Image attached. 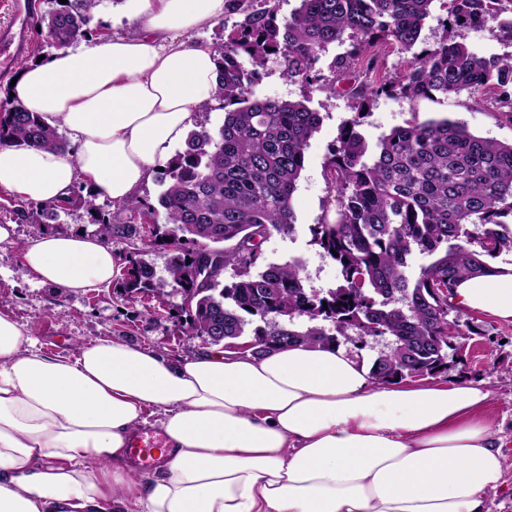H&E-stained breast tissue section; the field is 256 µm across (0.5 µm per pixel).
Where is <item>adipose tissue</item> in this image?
Listing matches in <instances>:
<instances>
[{
  "instance_id": "adipose-tissue-1",
  "label": "adipose tissue",
  "mask_w": 512,
  "mask_h": 512,
  "mask_svg": "<svg viewBox=\"0 0 512 512\" xmlns=\"http://www.w3.org/2000/svg\"><path fill=\"white\" fill-rule=\"evenodd\" d=\"M232 0H123L132 33L62 49L17 75L15 101L76 152L0 146V189L53 202L76 182L123 203L213 101L217 63L193 34ZM39 282L78 291L116 272L100 236L25 245ZM454 301L512 321V264ZM490 394L463 380L379 385L345 349L292 345L173 359L116 340L76 358L0 313V512H487L502 480ZM161 411L169 448L135 475L130 439Z\"/></svg>"
}]
</instances>
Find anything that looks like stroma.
<instances>
[{
    "label": "stroma",
    "mask_w": 512,
    "mask_h": 512,
    "mask_svg": "<svg viewBox=\"0 0 512 512\" xmlns=\"http://www.w3.org/2000/svg\"><path fill=\"white\" fill-rule=\"evenodd\" d=\"M121 0H103L87 25L83 45L97 42L101 33L124 35L134 24L119 9ZM254 97L306 101L322 117L319 130L305 151L304 168L293 196L295 230L292 234H273L262 246L261 263L299 261L306 287L328 290L335 287L339 268L313 243L310 228L325 214L334 213L337 196L323 178V168L341 126L351 118V99L332 95L302 82L284 79L277 64L264 68L252 87ZM439 120L448 118L467 126L478 136L501 143H512V121L502 117L489 101L471 98L468 93L435 96L409 101L398 95H383L370 103L360 133L369 145L391 129L405 125L411 118ZM22 198L0 190V225L15 227L14 244L0 243V312L10 314L26 335L35 338L47 352L76 357L79 342L97 339L120 340L153 349L178 358L207 349V342L188 334L182 297L168 284L167 265L172 250L165 242L147 248L143 257L163 281L161 294H124L120 282L83 292L59 291L39 284L18 250L40 235L68 234L77 230L95 232L86 211L70 210L58 220H23L16 211ZM465 332L463 355L449 353L445 369L436 381L457 379L482 383L490 393L489 413L500 432L503 457L502 483L487 495L489 512H512V322H503L453 305L448 314Z\"/></svg>",
    "instance_id": "obj_1"
}]
</instances>
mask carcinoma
Returning a JSON list of instances; mask_svg holds the SVG:
<instances>
[{
    "mask_svg": "<svg viewBox=\"0 0 512 512\" xmlns=\"http://www.w3.org/2000/svg\"><path fill=\"white\" fill-rule=\"evenodd\" d=\"M38 15L47 46L66 48L85 36L100 0H67ZM217 60L218 105L214 130H192L184 149L164 166L169 178L158 205L124 203L132 223H112L96 196H72L18 216L55 220L81 206L94 217L96 234L107 239L139 236L148 226L155 242L159 221L174 254L168 275L191 299L186 324L194 336L220 329L228 339L244 336L262 355L290 344L346 347L358 354L368 339L388 340L370 367L377 384L434 375L447 365L452 339L463 330L448 321L453 288L466 278L493 271L488 259L512 251V144L471 134L459 122L418 121L393 128L369 151L357 131L363 110L382 94L410 101L458 95H490L491 105L512 120V56H482L466 43V31L499 17L504 0H444L452 39L420 52L434 0H300L285 18L264 7L267 0H236ZM351 50L332 62L345 80L375 71L381 49L412 54L403 72L380 82L352 86L356 110L326 159L323 177L338 196L334 216L311 227L314 244L336 263V287L306 288L300 262L269 263L254 270L261 245L294 231L293 195L305 150L321 124L303 101L252 100L248 85L271 60L283 76L306 83L322 80L316 65L332 44ZM65 150L59 129L46 125L18 102H0V145ZM479 224L475 234L469 226ZM415 250L433 261L411 278L407 258ZM124 289L154 285V270L136 254L126 256Z\"/></svg>",
    "mask_w": 512,
    "mask_h": 512,
    "instance_id": "cac0c4a2",
    "label": "carcinoma"
}]
</instances>
